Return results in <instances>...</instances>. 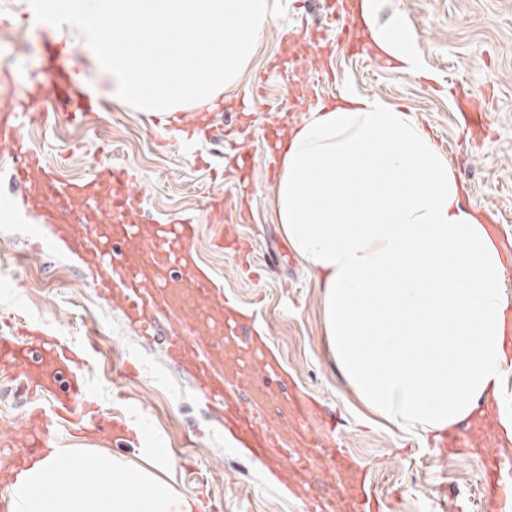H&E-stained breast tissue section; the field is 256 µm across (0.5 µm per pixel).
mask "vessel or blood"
<instances>
[{
	"label": "vessel or blood",
	"instance_id": "obj_1",
	"mask_svg": "<svg viewBox=\"0 0 512 512\" xmlns=\"http://www.w3.org/2000/svg\"><path fill=\"white\" fill-rule=\"evenodd\" d=\"M42 57L53 87L52 114L85 126L102 107L83 90L72 71L57 67L62 54L51 36L42 39ZM42 83L0 107V145L16 160L11 182L30 191L41 221L52 238L63 242L83 264L97 295L118 308L134 333L164 338V358L196 382L198 398L220 426L249 450L255 466L289 473L291 493L306 501L308 512H335V504L313 496L317 482L332 483L344 473L354 478L347 512H392L369 478L336 439V418L297 389L279 356L256 328L254 309L224 295V286L199 261L196 241L201 226L183 218L146 226L137 220L142 198L134 191L138 176L130 169L103 164L93 182L59 179L48 172L41 155L24 135L27 123L43 119ZM164 128L174 138H193L186 113L168 117ZM174 330L162 333L161 318ZM89 348H77L49 334L40 323L0 316V376L15 382L16 398L27 405L22 437L0 433V446L30 460L50 452L59 419L69 418L76 434L92 433L104 445H139L125 416L101 418L95 410L83 367ZM260 366L263 376L250 370ZM319 416L323 428L308 422ZM301 443L325 450L326 462L314 456L283 458L278 449L285 425ZM482 491L490 512H512V455L485 450L480 455Z\"/></svg>",
	"mask_w": 512,
	"mask_h": 512
}]
</instances>
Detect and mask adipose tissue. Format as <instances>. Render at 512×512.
Masks as SVG:
<instances>
[{
    "label": "adipose tissue",
    "mask_w": 512,
    "mask_h": 512,
    "mask_svg": "<svg viewBox=\"0 0 512 512\" xmlns=\"http://www.w3.org/2000/svg\"><path fill=\"white\" fill-rule=\"evenodd\" d=\"M380 0L355 13L375 49L418 73L414 39ZM277 218L321 290L327 348L390 427L445 435L498 401L505 262L448 159L402 106L355 93L280 144ZM153 449L129 468L83 448L29 462L14 512H194Z\"/></svg>",
    "instance_id": "1"
}]
</instances>
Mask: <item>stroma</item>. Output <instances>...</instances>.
<instances>
[{"instance_id": "stroma-1", "label": "stroma", "mask_w": 512, "mask_h": 512, "mask_svg": "<svg viewBox=\"0 0 512 512\" xmlns=\"http://www.w3.org/2000/svg\"><path fill=\"white\" fill-rule=\"evenodd\" d=\"M381 4L382 17H399L412 33L425 78L379 68L371 53L353 56L349 44L325 31L320 0H284L285 17L265 31L239 86L225 90L216 107L198 110L224 127L223 142H200L209 166L195 164L150 114L115 102L88 126L59 119L27 126L24 133L65 180H91L95 167L105 161L135 169L141 219L147 224L200 215L213 193H223L225 233L251 242V259L265 272L256 280L240 275L237 258L213 250L206 225L196 243L201 261L223 281L227 296L259 310L299 387L337 414L340 443L370 466L381 493H397L393 512H478L473 502L480 481L477 458L437 465L430 453L432 441L367 420L345 389L325 347L320 292L276 220L278 168L269 165L264 145L282 126L273 113L242 111L237 100L239 87L257 79L266 98L294 107L289 86L267 69L281 53L278 31L295 35L293 48L305 58L306 76L316 72L318 49H327L336 70L323 90L324 105L335 104L349 91L405 106L449 159L473 204L499 209L504 227L512 231V0ZM31 16L28 0H0V65L12 69L16 95L41 75V37L26 27ZM459 83L486 101L485 137H476L456 118ZM232 141L253 160L254 188L245 198L235 171L213 173L223 167L225 145ZM14 163L0 147V313L40 321L51 333L77 343L93 339L97 353L86 376L102 416L120 413L142 422L171 460L174 486L184 482L182 458L188 455L212 472L224 512H306L304 500L285 493L267 470L254 467L242 448L231 445L203 409L191 377L165 362L161 340L139 339L120 312L85 285L78 263L61 244L46 238L24 192L12 189ZM125 360L137 365L136 378L116 375L115 366Z\"/></svg>"}]
</instances>
